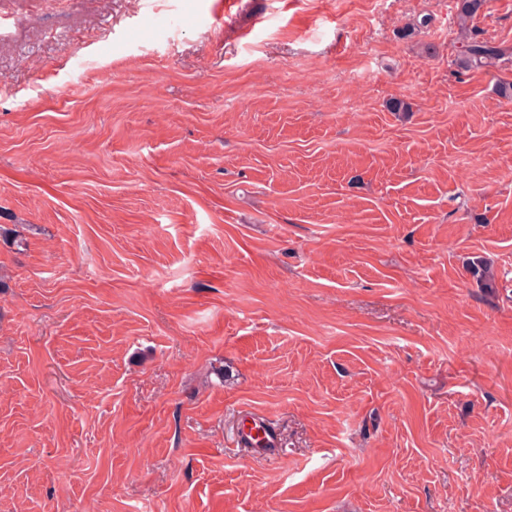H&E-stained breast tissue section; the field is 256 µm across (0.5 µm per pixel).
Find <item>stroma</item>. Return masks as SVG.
Returning a JSON list of instances; mask_svg holds the SVG:
<instances>
[{
  "mask_svg": "<svg viewBox=\"0 0 512 512\" xmlns=\"http://www.w3.org/2000/svg\"><path fill=\"white\" fill-rule=\"evenodd\" d=\"M213 2L0 0V512H512V60ZM237 439L245 448H258L259 443H265L267 446L277 444L276 434L266 419L258 413H246L242 416Z\"/></svg>",
  "mask_w": 512,
  "mask_h": 512,
  "instance_id": "35a3bbf8",
  "label": "stroma"
}]
</instances>
